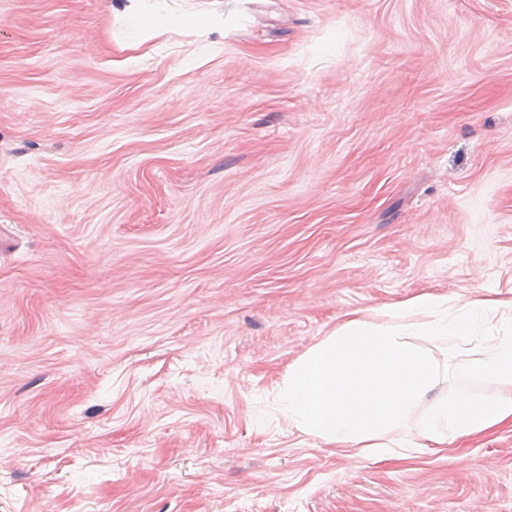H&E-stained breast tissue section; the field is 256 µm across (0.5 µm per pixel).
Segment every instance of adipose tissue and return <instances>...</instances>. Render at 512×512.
<instances>
[{"label":"adipose tissue","mask_w":512,"mask_h":512,"mask_svg":"<svg viewBox=\"0 0 512 512\" xmlns=\"http://www.w3.org/2000/svg\"><path fill=\"white\" fill-rule=\"evenodd\" d=\"M482 305L422 297L388 310L384 321L350 316L293 363L282 391L283 408L304 433L339 448H371L407 423L413 405L439 380L432 357L410 343L414 336H465ZM465 374L491 378L496 397L467 392L433 399L418 435L423 447L512 427V336H502L484 358L465 362Z\"/></svg>","instance_id":"1"}]
</instances>
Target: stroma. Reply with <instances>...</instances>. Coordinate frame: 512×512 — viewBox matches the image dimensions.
Returning a JSON list of instances; mask_svg holds the SVG:
<instances>
[{"mask_svg": "<svg viewBox=\"0 0 512 512\" xmlns=\"http://www.w3.org/2000/svg\"><path fill=\"white\" fill-rule=\"evenodd\" d=\"M131 7L0 0V512H512V430L352 457L280 404L347 313L512 299V0ZM511 332L411 343L489 398Z\"/></svg>", "mask_w": 512, "mask_h": 512, "instance_id": "1", "label": "stroma"}]
</instances>
